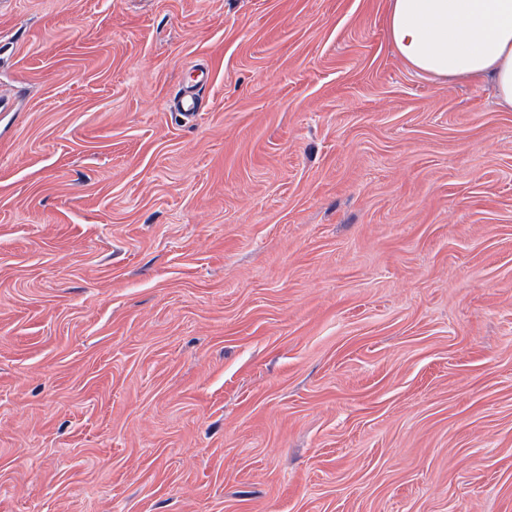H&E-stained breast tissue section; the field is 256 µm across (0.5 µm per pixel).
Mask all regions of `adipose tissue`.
<instances>
[{
	"label": "adipose tissue",
	"instance_id": "1",
	"mask_svg": "<svg viewBox=\"0 0 512 512\" xmlns=\"http://www.w3.org/2000/svg\"><path fill=\"white\" fill-rule=\"evenodd\" d=\"M386 27L412 70L489 81L498 106L512 111V0H388Z\"/></svg>",
	"mask_w": 512,
	"mask_h": 512
}]
</instances>
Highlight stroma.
<instances>
[{
    "label": "stroma",
    "mask_w": 512,
    "mask_h": 512,
    "mask_svg": "<svg viewBox=\"0 0 512 512\" xmlns=\"http://www.w3.org/2000/svg\"><path fill=\"white\" fill-rule=\"evenodd\" d=\"M385 11L0 0V512H512V112ZM193 84L182 88L181 92L170 104L173 112H180L185 117L201 112L203 108V89L208 83L206 72L195 70Z\"/></svg>",
    "instance_id": "1"
}]
</instances>
